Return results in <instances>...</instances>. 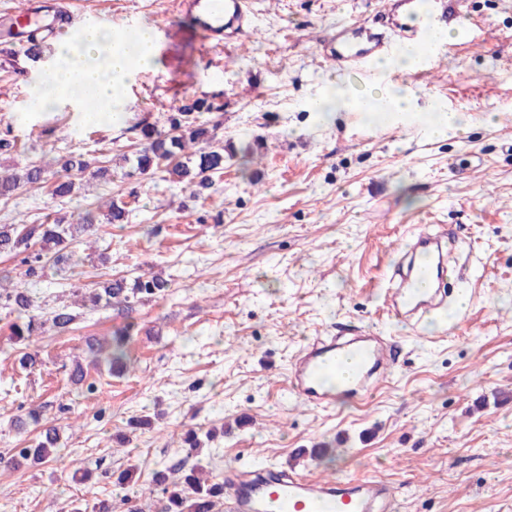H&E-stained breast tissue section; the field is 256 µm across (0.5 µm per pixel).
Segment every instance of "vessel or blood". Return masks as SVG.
Returning <instances> with one entry per match:
<instances>
[{"mask_svg": "<svg viewBox=\"0 0 512 512\" xmlns=\"http://www.w3.org/2000/svg\"><path fill=\"white\" fill-rule=\"evenodd\" d=\"M470 0H434L426 18H418L417 0H386L378 16V31L351 19L337 22L322 38L317 53L328 65L355 69L370 80L373 63L404 42L436 54H452L453 44L431 46L429 32L457 25V41L476 43L484 30L483 18L468 8ZM260 0H181V11L193 21L207 43L223 47L237 42L253 27ZM54 0H31L23 10L0 19V32L15 31L16 42L34 37L51 41L69 35L59 23ZM449 233L413 234L411 244L395 264L388 287V308L398 320L418 324L444 305L446 276L453 270L448 254ZM394 364L382 337L361 329L350 336H327L301 349L292 359L288 377L292 393L308 405L328 409L337 393L369 396L376 381ZM224 497L218 512H397L398 493L389 482L375 477L314 479L279 467L262 468L239 463L225 469Z\"/></svg>", "mask_w": 512, "mask_h": 512, "instance_id": "vessel-or-blood-1", "label": "vessel or blood"}]
</instances>
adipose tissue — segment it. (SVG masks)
<instances>
[{
    "mask_svg": "<svg viewBox=\"0 0 512 512\" xmlns=\"http://www.w3.org/2000/svg\"><path fill=\"white\" fill-rule=\"evenodd\" d=\"M155 56V34L149 26L136 27L123 35L101 27L83 29L75 41L63 43L46 67L41 83L49 88L54 104H70L81 123H94L108 113L113 125H121L123 91L137 70L150 67ZM414 93L393 86L341 92L342 106L356 111H374L389 123L407 118Z\"/></svg>",
    "mask_w": 512,
    "mask_h": 512,
    "instance_id": "ef3b65f1",
    "label": "adipose tissue"
}]
</instances>
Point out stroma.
<instances>
[{"instance_id":"35a3bbf8","label":"stroma","mask_w":512,"mask_h":512,"mask_svg":"<svg viewBox=\"0 0 512 512\" xmlns=\"http://www.w3.org/2000/svg\"><path fill=\"white\" fill-rule=\"evenodd\" d=\"M254 30L220 50L204 43L175 0H71L74 19L106 17L126 32L157 33L154 65L124 95L122 125L80 124L69 107L38 118L29 102L53 47L32 57L0 42V175L29 164L47 181L0 197V224L70 222L87 203L128 204V220L97 221L96 248L71 276L47 268L21 279L42 312L65 304L68 333L47 331L35 367L0 316V512H71L108 498L113 512H162L157 471L200 467L218 481L242 458L296 466L313 477L373 476L399 491L401 512H512V10L473 0L490 36L483 50L438 59L432 75L405 77L417 118L368 121L336 107L309 111L333 79L316 39L341 18L369 20L380 0H265ZM205 97L228 155L208 196L160 176L126 178L140 148L138 122H163L183 100ZM466 116L465 131L428 139L430 104ZM90 153L103 178L71 171L77 189L53 198L57 159ZM459 240L469 303L436 324L410 327L383 307L388 274L415 232ZM169 279L167 297L137 305L122 375L92 363L86 342L110 337L122 316L81 296L113 278ZM362 327L397 361L365 400L311 410L290 398L293 354L329 333ZM82 364L88 382L69 373ZM40 408L60 432L47 463L13 462L40 425L15 420ZM149 420L146 428L136 427ZM217 431L190 453L188 430ZM131 470L126 484L118 474Z\"/></svg>"}]
</instances>
